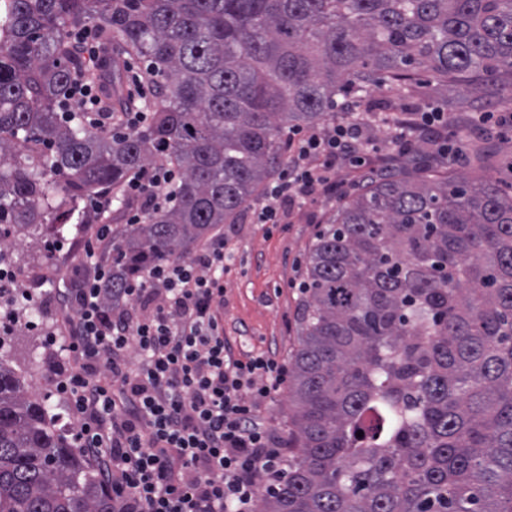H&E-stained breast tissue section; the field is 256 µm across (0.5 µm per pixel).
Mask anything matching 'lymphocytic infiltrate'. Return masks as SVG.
Wrapping results in <instances>:
<instances>
[{
    "label": "lymphocytic infiltrate",
    "instance_id": "1",
    "mask_svg": "<svg viewBox=\"0 0 512 512\" xmlns=\"http://www.w3.org/2000/svg\"><path fill=\"white\" fill-rule=\"evenodd\" d=\"M72 102L98 131L135 130L149 120L138 109L104 111L94 85ZM338 110L329 128L289 133L288 169L268 188L259 223H279L284 205L339 195L337 164L358 170L377 151L381 116L350 101ZM174 180L161 164L137 172L124 189L139 202L130 223L172 203ZM113 247L111 225L99 221L83 239L82 280L63 291L65 328L46 339L76 447L111 491L112 512H256L288 465L283 439L261 417L288 368L266 354L236 356L224 334L217 307L232 258L224 238L192 257L137 268L109 306Z\"/></svg>",
    "mask_w": 512,
    "mask_h": 512
}]
</instances>
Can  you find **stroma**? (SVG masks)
Here are the masks:
<instances>
[{
    "label": "stroma",
    "instance_id": "stroma-1",
    "mask_svg": "<svg viewBox=\"0 0 512 512\" xmlns=\"http://www.w3.org/2000/svg\"><path fill=\"white\" fill-rule=\"evenodd\" d=\"M457 93L433 88L428 96H411L392 105L387 93L360 100L363 110L395 106L399 114L423 112L437 106L455 115ZM475 135L486 137L492 155L489 173L502 183L512 182V133H486L473 125ZM261 197H254L237 224L231 227L230 249L234 258L224 272V331L241 344L244 353L265 352L289 359L295 345L299 286L304 279L305 258L317 230L325 225L339 205L338 199L320 197L304 207L286 208L280 223L257 221ZM67 251L59 257L41 259L40 236L24 239L16 249L13 269L21 288L40 286L43 303L30 314V326L19 328L12 341V364L21 369L33 393L54 391L47 368L45 334L58 331L61 301L58 289L73 287L81 272L83 254L76 232L64 237Z\"/></svg>",
    "mask_w": 512,
    "mask_h": 512
}]
</instances>
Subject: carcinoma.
I'll return each mask as SVG.
<instances>
[{
  "mask_svg": "<svg viewBox=\"0 0 512 512\" xmlns=\"http://www.w3.org/2000/svg\"><path fill=\"white\" fill-rule=\"evenodd\" d=\"M0 14V264L12 233L82 223L160 156L174 203L118 235L130 271L235 224L284 162L288 131L336 96L472 86L512 93V0H10ZM120 40L161 79L146 126L102 136L64 111L95 82L71 32ZM415 133L414 155L433 156ZM425 164L369 177L316 234L288 369V470L260 512H512V196ZM0 336V512H108L49 397ZM363 436H357V433Z\"/></svg>",
  "mask_w": 512,
  "mask_h": 512,
  "instance_id": "carcinoma-1",
  "label": "carcinoma"
}]
</instances>
